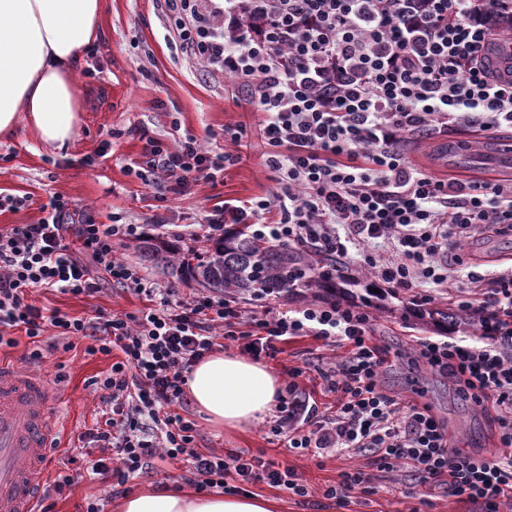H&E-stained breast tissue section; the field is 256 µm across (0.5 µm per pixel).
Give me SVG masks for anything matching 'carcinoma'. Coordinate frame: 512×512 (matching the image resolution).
Returning a JSON list of instances; mask_svg holds the SVG:
<instances>
[{
	"label": "carcinoma",
	"instance_id": "carcinoma-1",
	"mask_svg": "<svg viewBox=\"0 0 512 512\" xmlns=\"http://www.w3.org/2000/svg\"><path fill=\"white\" fill-rule=\"evenodd\" d=\"M140 249L144 256L170 266L181 281L254 298L290 296L301 291L353 299L357 297L355 289L362 286L360 279L344 275L339 259L327 252L270 246L252 238L242 228L224 231V238L178 263L173 260L170 248L161 252L146 240ZM404 310L426 327L446 323L457 328L469 322L460 312L448 309L406 306Z\"/></svg>",
	"mask_w": 512,
	"mask_h": 512
}]
</instances>
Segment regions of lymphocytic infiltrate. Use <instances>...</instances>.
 I'll use <instances>...</instances> for the list:
<instances>
[{
    "label": "lymphocytic infiltrate",
    "mask_w": 512,
    "mask_h": 512,
    "mask_svg": "<svg viewBox=\"0 0 512 512\" xmlns=\"http://www.w3.org/2000/svg\"><path fill=\"white\" fill-rule=\"evenodd\" d=\"M182 54L247 92L260 112L266 166L277 173L270 196L214 205L201 230L219 239L228 224L293 249H316L359 264L405 292L448 285V255L475 234L512 233V177L440 179L410 162L406 145L456 127H512V80L488 72L481 52L494 37L512 41V0H157ZM228 150L205 149L188 136L175 145L149 136L135 171L163 191L214 181L235 164ZM34 224L0 229V347L51 335L86 339L88 354L121 357L96 379L108 409L88 434L99 447L85 462L112 495L150 473L164 453L184 461L199 491L236 494L265 483L299 496L309 491L294 470L242 452L197 451L194 421L173 413L192 368L218 339L245 341L252 357L273 356L284 338L310 336L343 356L320 375L337 393L334 413L320 411L289 372L269 430L286 447L312 455L348 452L394 471L411 461L417 483L447 486L465 502L498 512L512 499V274L468 272L479 298L459 299L478 316L474 341L422 339L419 357L458 393L490 414L496 453L450 446L448 428L428 406H401L379 377L385 358L367 313L336 302L291 312L231 304L223 294L183 296L141 275L116 242L140 240L135 224H100L50 196ZM389 251L378 256L376 247ZM89 255L113 286L147 300L138 313L98 312L91 319L43 312L39 288L90 296L98 279Z\"/></svg>",
    "instance_id": "1"
}]
</instances>
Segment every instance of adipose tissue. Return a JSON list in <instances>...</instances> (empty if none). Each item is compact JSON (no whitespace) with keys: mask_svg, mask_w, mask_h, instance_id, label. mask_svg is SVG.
Returning a JSON list of instances; mask_svg holds the SVG:
<instances>
[{"mask_svg":"<svg viewBox=\"0 0 512 512\" xmlns=\"http://www.w3.org/2000/svg\"><path fill=\"white\" fill-rule=\"evenodd\" d=\"M100 0H0V136L30 131L56 151L80 137L75 67L99 27ZM281 379L259 361L217 351L187 388L206 421L238 429L276 407ZM116 512H277L260 494H199L171 484L128 494Z\"/></svg>","mask_w":512,"mask_h":512,"instance_id":"adipose-tissue-1","label":"adipose tissue"}]
</instances>
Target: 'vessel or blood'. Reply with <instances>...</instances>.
Listing matches in <instances>:
<instances>
[{"label":"vessel or blood","instance_id":"1","mask_svg":"<svg viewBox=\"0 0 512 512\" xmlns=\"http://www.w3.org/2000/svg\"><path fill=\"white\" fill-rule=\"evenodd\" d=\"M438 158L453 157L460 171L477 176L512 175V139L502 137L472 151L436 143ZM44 371L0 358V512H39L51 461L64 445V421L51 402Z\"/></svg>","mask_w":512,"mask_h":512}]
</instances>
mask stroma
I'll use <instances>...</instances> for the list:
<instances>
[{"instance_id": "1", "label": "stroma", "mask_w": 512, "mask_h": 512, "mask_svg": "<svg viewBox=\"0 0 512 512\" xmlns=\"http://www.w3.org/2000/svg\"><path fill=\"white\" fill-rule=\"evenodd\" d=\"M166 27L155 0H102L99 30L92 44L99 71L79 77L82 131L77 142L70 150L55 153L24 130L0 137V193L29 198L24 208L0 211V228L37 223L41 204L56 194L100 224L111 223L116 215L142 224L164 212L168 233L174 234L179 251L186 253L200 247L189 235L190 225L202 223L215 203L264 197L276 189L277 175L264 164L266 148L258 130L259 113L230 82L207 74L196 61L176 50ZM140 127L169 144L190 135L211 148L223 144L225 128H239L243 131L242 159L216 182L190 184L162 202L154 188L129 171L143 152L144 142L136 133ZM105 140L111 143L108 153L98 157L95 166H85V158L96 155ZM462 254L465 267L452 273L447 287L430 291L437 307L456 308L457 293L469 285L468 266L485 274L512 270V235L473 236L466 240ZM33 298L37 306L83 318L92 317L100 308L124 314L137 312L144 305L133 292L109 286L92 297L41 290ZM413 299V293H401L393 300L394 311L367 309L372 338L387 358L381 377L384 390L402 404L428 405L447 424L462 450L492 452L491 425L481 409L463 399L448 378L423 366L418 342L426 337L441 339L445 333L416 325L403 313V305ZM36 350L42 353L38 366L46 368L57 383L55 404L69 420L68 441L76 443L100 418L101 404L91 382L110 369L113 358L100 353L87 356L79 348L65 350L48 336L36 345L23 335L17 346L0 349V354L25 361ZM330 354V348L320 341L300 336L278 343L275 356L264 357L263 362L283 378L291 369L300 370L298 382L303 392L319 407L332 408L336 397L324 391L317 373ZM179 413L197 421L198 451L234 449L292 468L311 488V503L264 483L246 487L247 492L276 499L281 512H411L415 507L421 512H483L482 505L459 501L444 487L417 484L407 464L388 473L376 470L366 457L318 458L286 448L263 421L234 431L217 429L204 423L189 400ZM352 468L371 474L377 492L367 495L352 490L347 506L336 507L323 492Z\"/></svg>"}]
</instances>
